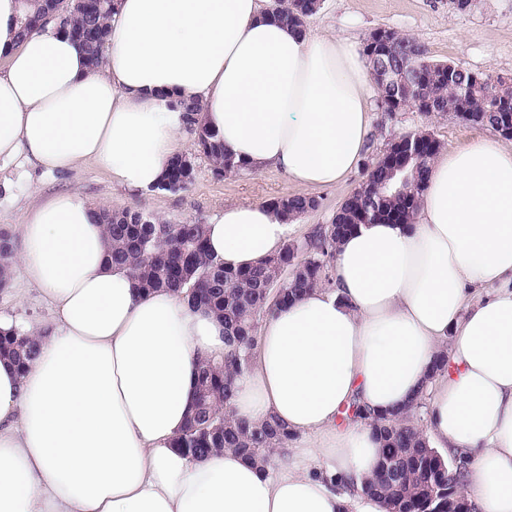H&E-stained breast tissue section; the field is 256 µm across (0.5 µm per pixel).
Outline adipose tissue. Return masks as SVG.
<instances>
[{
    "mask_svg": "<svg viewBox=\"0 0 512 512\" xmlns=\"http://www.w3.org/2000/svg\"><path fill=\"white\" fill-rule=\"evenodd\" d=\"M0 0V162L46 172L90 163L130 193L156 188L198 98L224 151L309 189L340 184L372 136L361 47L276 20L266 0H116L103 68L49 23L19 33ZM268 203L224 205L207 224L225 267L284 245ZM24 280L55 312L26 370L0 359V512H386L362 491L380 454L372 426L428 389L433 447L464 458L477 512H512V144L479 138L431 165L415 223L362 224L337 245L329 288L259 326L236 417L273 416L308 439L265 473L231 450L172 448L199 361L224 324L166 290L143 293L109 262L77 192L45 198L20 226ZM448 364L427 376L440 348Z\"/></svg>",
    "mask_w": 512,
    "mask_h": 512,
    "instance_id": "ef3b65f1",
    "label": "adipose tissue"
}]
</instances>
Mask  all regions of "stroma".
<instances>
[{"label":"stroma","mask_w":512,"mask_h":512,"mask_svg":"<svg viewBox=\"0 0 512 512\" xmlns=\"http://www.w3.org/2000/svg\"><path fill=\"white\" fill-rule=\"evenodd\" d=\"M377 28L415 38L432 59L512 79V0H472L464 10L453 8L449 0H322L318 12L307 20L310 33L320 35L333 29L360 42ZM373 128L368 148L372 156L388 142L418 131L429 132L446 148L494 133L490 127L465 124L453 113L427 114L414 108L374 112ZM182 150L194 160L193 185L185 191L143 195L128 194L89 164L52 174L29 165L0 164V229L17 234L28 207L40 197L69 190L79 191L91 203L108 209L139 206L142 212L166 224H205L227 203L266 202L302 192L286 175L272 169L215 175L209 160L197 152L194 136L185 138ZM362 179L363 172L358 169L339 186L314 190L319 206L296 219L290 239L304 240L319 225L330 223ZM0 316L45 325L54 322L53 313L33 290L21 300L14 291L1 293Z\"/></svg>","instance_id":"obj_1"}]
</instances>
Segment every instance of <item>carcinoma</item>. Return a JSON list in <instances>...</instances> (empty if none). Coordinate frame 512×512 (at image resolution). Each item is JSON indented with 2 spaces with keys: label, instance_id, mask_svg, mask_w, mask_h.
<instances>
[{
  "label": "carcinoma",
  "instance_id": "obj_1",
  "mask_svg": "<svg viewBox=\"0 0 512 512\" xmlns=\"http://www.w3.org/2000/svg\"><path fill=\"white\" fill-rule=\"evenodd\" d=\"M113 0H95L84 11L69 0H44L34 9H25L20 19V34L39 28L46 17L65 8L70 22L63 33L80 42L94 66L103 59V48L112 17ZM321 6V0H275L271 10L284 23L303 31L307 19ZM417 41L399 35L394 44L383 49L369 40L363 52L370 65L379 108L394 105L403 111L417 106L416 92L423 90L429 99L425 111L432 113L469 112L472 125L498 129L502 113L512 114V98L495 91L496 79L463 69L450 61H436L428 53L416 50ZM413 67L419 75L418 86L397 90L378 79L379 71ZM190 131L200 151L213 165L215 174H241L242 165L224 154L218 135L198 118L200 105L184 100ZM418 154L395 156L385 166L375 157L365 167L364 182L343 202L332 222L320 225L302 242H287L281 251L240 269L224 267L210 254L205 225L196 223L164 224L148 218L136 207L109 210L104 214L105 231L112 241L110 260L128 269L144 292L165 288L187 298L193 307L203 306L224 321L229 350L220 357L200 360L196 381V401L183 431L174 439V447L192 459L232 449L245 459L266 465L279 448H285L295 436L283 423L270 417L259 424L238 419L231 408L235 381L249 370L256 345L259 322L277 309L313 288L332 287L330 264L336 245L357 225L369 221L410 224L420 207L430 166L441 144L430 134L419 133ZM192 160L186 153L175 154L167 174L159 185L164 191L189 188L195 168H184ZM405 182L414 194H388L384 202L374 200L375 190L386 184ZM294 220L314 211L319 202L313 197L282 196L270 201ZM13 257L9 232L0 230V290L9 284L8 268ZM38 351L36 339L16 337L0 331V356L12 359L20 369ZM426 392L411 405L406 416L394 422L386 417H370L360 407L347 409L349 420H368L381 442V454L374 477L364 484L367 494L382 500L386 512H448V484L461 487L464 462L450 460L429 446L422 430L413 422V412L424 407Z\"/></svg>",
  "mask_w": 512,
  "mask_h": 512
}]
</instances>
